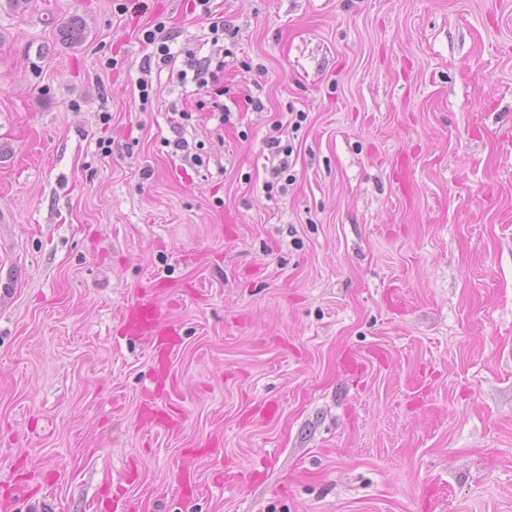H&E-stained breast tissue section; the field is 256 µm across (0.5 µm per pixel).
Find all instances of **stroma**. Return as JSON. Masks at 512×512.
I'll return each instance as SVG.
<instances>
[{
    "instance_id": "obj_1",
    "label": "stroma",
    "mask_w": 512,
    "mask_h": 512,
    "mask_svg": "<svg viewBox=\"0 0 512 512\" xmlns=\"http://www.w3.org/2000/svg\"><path fill=\"white\" fill-rule=\"evenodd\" d=\"M216 6L224 126L142 72L156 24L208 36L190 0H0V482L39 486L17 512H94L134 462L126 496L162 512H512V0ZM177 111L209 165L165 146ZM154 275L171 431L139 422L151 351L119 324ZM203 442L199 483L261 481L181 499ZM283 125L275 127L273 134L269 135L265 140L267 155L265 156L266 162L271 166L272 174L275 178L280 177L288 171L291 166V156L293 148L289 144L283 143ZM186 454L184 456V460L182 463V471H181V480L185 483L184 487L181 490L183 495H189L187 499L192 498L194 496H199L203 494L205 491V487H198L196 473H195V458H196V449L195 448H187ZM184 488L190 489V493L186 494L184 492Z\"/></svg>"
}]
</instances>
